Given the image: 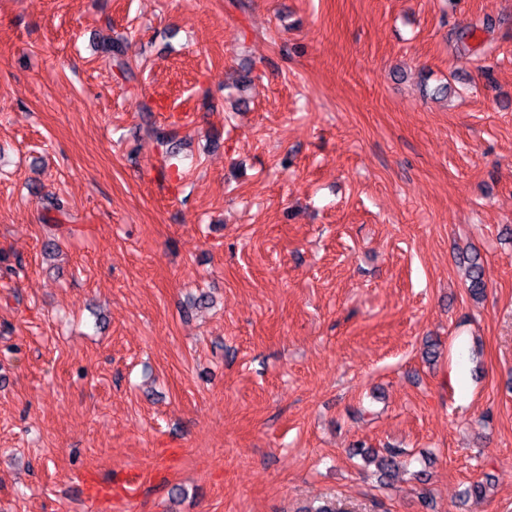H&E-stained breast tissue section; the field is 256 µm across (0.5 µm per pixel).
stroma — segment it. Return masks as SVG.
<instances>
[{
	"label": "stroma",
	"instance_id": "1",
	"mask_svg": "<svg viewBox=\"0 0 512 512\" xmlns=\"http://www.w3.org/2000/svg\"><path fill=\"white\" fill-rule=\"evenodd\" d=\"M330 498L512 512V0H0V512Z\"/></svg>",
	"mask_w": 512,
	"mask_h": 512
}]
</instances>
